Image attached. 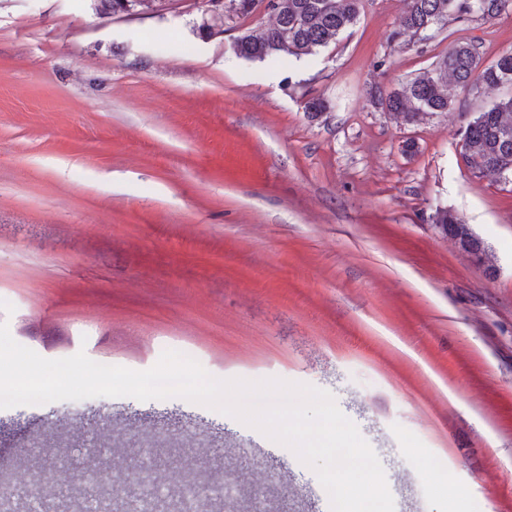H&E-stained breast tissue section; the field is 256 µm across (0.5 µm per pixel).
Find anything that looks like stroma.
Here are the masks:
<instances>
[{"label":"stroma","mask_w":512,"mask_h":512,"mask_svg":"<svg viewBox=\"0 0 512 512\" xmlns=\"http://www.w3.org/2000/svg\"><path fill=\"white\" fill-rule=\"evenodd\" d=\"M405 0L301 58L240 56L257 12L200 34L199 0L96 15L93 0H0V324L47 359L136 371L187 342L214 378L329 391L375 452L395 512H512V181L475 177L462 135L499 90L453 92L402 125L368 96L458 41L512 50V11L392 40ZM323 96L326 111L303 102ZM453 210L488 277L431 222ZM155 431L232 486L227 512H308L323 486L255 428L182 398L0 409V474L33 444L70 452L68 417ZM276 479L250 482L254 462Z\"/></svg>","instance_id":"stroma-1"}]
</instances>
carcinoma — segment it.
I'll return each mask as SVG.
<instances>
[{
	"label": "carcinoma",
	"instance_id": "cac0c4a2",
	"mask_svg": "<svg viewBox=\"0 0 512 512\" xmlns=\"http://www.w3.org/2000/svg\"><path fill=\"white\" fill-rule=\"evenodd\" d=\"M259 0H230L232 14L226 19L237 22L249 18ZM361 0H278L276 24L259 35H243L235 42L236 51L250 60L293 56L300 58L330 42L353 27L360 13ZM156 0H97L95 11L102 15H131L137 10H154ZM512 9V0H406L400 27L392 38L410 32L426 36L448 17L476 14L495 17ZM512 87V52L481 66L480 59L467 42H457L439 57L433 68L416 76L398 91L386 96L372 92L387 112H446L452 100L450 89ZM512 113V93L500 98L484 113L469 121L464 132L463 151L467 167L481 174L512 173V126L501 120Z\"/></svg>",
	"mask_w": 512,
	"mask_h": 512
}]
</instances>
